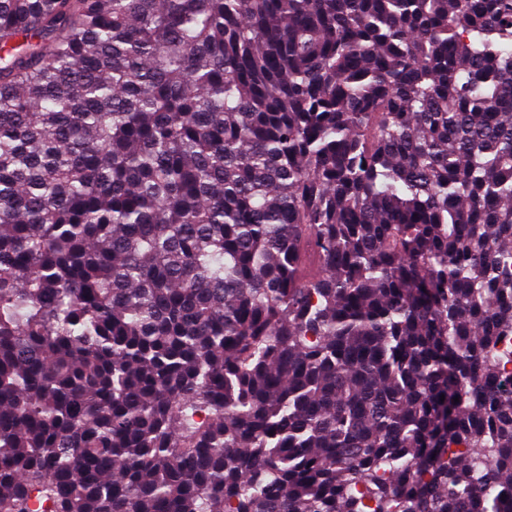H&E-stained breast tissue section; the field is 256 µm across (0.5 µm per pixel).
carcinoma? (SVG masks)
I'll return each instance as SVG.
<instances>
[{"instance_id": "obj_1", "label": "carcinoma", "mask_w": 512, "mask_h": 512, "mask_svg": "<svg viewBox=\"0 0 512 512\" xmlns=\"http://www.w3.org/2000/svg\"><path fill=\"white\" fill-rule=\"evenodd\" d=\"M510 336L512 0H0V512H512Z\"/></svg>"}]
</instances>
